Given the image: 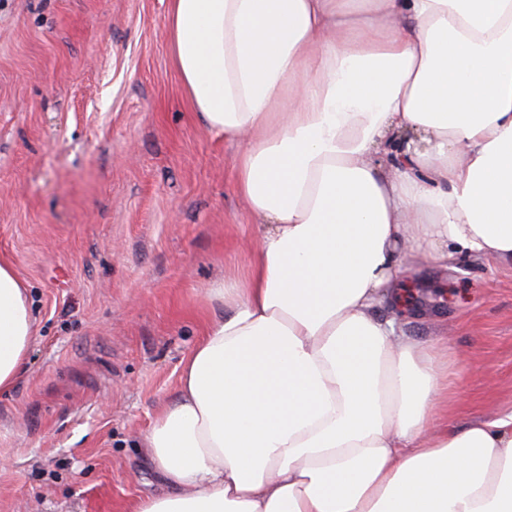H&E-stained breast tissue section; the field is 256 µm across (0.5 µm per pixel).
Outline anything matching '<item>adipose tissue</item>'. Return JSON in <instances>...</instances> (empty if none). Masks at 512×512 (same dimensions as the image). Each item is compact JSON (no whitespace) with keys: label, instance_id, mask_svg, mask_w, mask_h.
Wrapping results in <instances>:
<instances>
[{"label":"adipose tissue","instance_id":"obj_1","mask_svg":"<svg viewBox=\"0 0 512 512\" xmlns=\"http://www.w3.org/2000/svg\"><path fill=\"white\" fill-rule=\"evenodd\" d=\"M165 31L266 231L142 438L166 490L136 512H512V410L449 426L437 341L377 315L408 258L512 265V0H170ZM33 324L0 263V389Z\"/></svg>","mask_w":512,"mask_h":512}]
</instances>
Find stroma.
Listing matches in <instances>:
<instances>
[{
	"label": "stroma",
	"instance_id": "1",
	"mask_svg": "<svg viewBox=\"0 0 512 512\" xmlns=\"http://www.w3.org/2000/svg\"><path fill=\"white\" fill-rule=\"evenodd\" d=\"M169 0H0V261L33 338L0 390V512H135L139 446L261 236L240 143L205 129L164 34ZM406 331L440 340L451 425L512 409V266L413 262Z\"/></svg>",
	"mask_w": 512,
	"mask_h": 512
}]
</instances>
